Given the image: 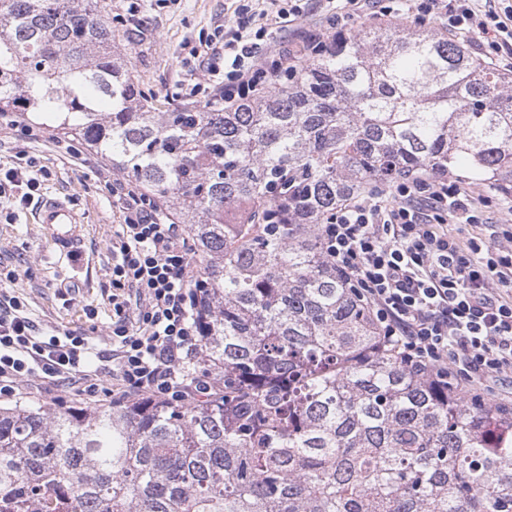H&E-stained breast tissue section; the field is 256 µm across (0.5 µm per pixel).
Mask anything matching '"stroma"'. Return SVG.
<instances>
[{"label":"stroma","mask_w":512,"mask_h":512,"mask_svg":"<svg viewBox=\"0 0 512 512\" xmlns=\"http://www.w3.org/2000/svg\"><path fill=\"white\" fill-rule=\"evenodd\" d=\"M112 26V48L122 56L139 89L154 96L160 110L186 102L191 83H206L190 55L193 46L227 23L229 0H142V32H135L123 0H101ZM55 129L44 125L25 135L0 126V161L18 150L34 156L44 170L37 199L56 197L85 217L83 241L69 259L52 254L35 222V202L14 210L0 198V271L9 274L8 292L24 302L37 329L85 334L108 350L112 325V239L120 222L118 203L95 174L104 158L80 141L56 147Z\"/></svg>","instance_id":"35a3bbf8"}]
</instances>
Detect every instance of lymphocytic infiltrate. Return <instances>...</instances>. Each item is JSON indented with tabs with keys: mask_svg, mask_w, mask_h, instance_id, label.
<instances>
[{
	"mask_svg": "<svg viewBox=\"0 0 512 512\" xmlns=\"http://www.w3.org/2000/svg\"><path fill=\"white\" fill-rule=\"evenodd\" d=\"M315 10L341 26L368 14L380 22L431 20L453 38L486 40L491 63L512 55V4L499 12L471 0H387L381 7L372 0H235L231 24L191 50L216 79L208 106H231L269 88L283 65L327 47L329 31L317 28L301 31L295 47H270L273 30ZM41 174L35 157L12 156L0 174V195L25 206ZM100 176L122 213L112 245V362L100 363L83 334H40L19 297L1 288L0 399H20L25 385L67 380L92 393L98 373L111 374L108 395L118 400L206 398L216 384L197 367L199 271L187 228L108 169ZM450 220L483 221L465 178L445 170L415 173L345 200L322 225L321 239L337 275L367 307L383 347L404 368L472 402L505 409L512 405V229L464 244L445 230ZM125 288L135 290L136 306L122 298Z\"/></svg>",
	"mask_w": 512,
	"mask_h": 512,
	"instance_id": "1",
	"label": "lymphocytic infiltrate"
}]
</instances>
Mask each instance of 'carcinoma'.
I'll use <instances>...</instances> for the list:
<instances>
[{
	"label": "carcinoma",
	"instance_id": "carcinoma-1",
	"mask_svg": "<svg viewBox=\"0 0 512 512\" xmlns=\"http://www.w3.org/2000/svg\"><path fill=\"white\" fill-rule=\"evenodd\" d=\"M62 130L180 224L218 395L0 407V512H512V410L410 374L318 236L402 170L512 185V78L365 25L231 108L161 112L98 0H0V113Z\"/></svg>",
	"mask_w": 512,
	"mask_h": 512
}]
</instances>
